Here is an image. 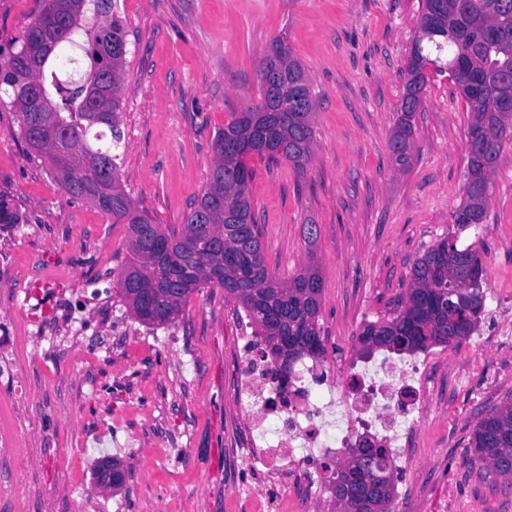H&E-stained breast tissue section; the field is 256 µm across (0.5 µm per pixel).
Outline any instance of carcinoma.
<instances>
[{
	"instance_id": "1",
	"label": "carcinoma",
	"mask_w": 512,
	"mask_h": 512,
	"mask_svg": "<svg viewBox=\"0 0 512 512\" xmlns=\"http://www.w3.org/2000/svg\"><path fill=\"white\" fill-rule=\"evenodd\" d=\"M127 28L119 0H40L18 52L0 62V87L11 94L21 137L44 158L53 180L128 228V257L117 290L136 319L150 326L178 320L188 297L212 284L224 289L259 329L264 351L288 382L292 365L326 353L321 336L323 277L315 257L286 281L265 265L262 233L252 210L251 154L285 160L303 174L314 140L316 100L305 67L278 40L261 61L257 104L218 131L214 162L199 199L179 227H165L125 190L118 148L123 140L122 86ZM448 73L469 106L463 198L453 212L461 228L486 219L488 187L503 147L512 144V0H423L418 35L406 65L401 116L390 140L395 164L409 166L413 117L423 105L425 69ZM483 261L451 238L415 261L411 285L393 317L367 325V351H423L459 345L482 314ZM470 447L497 477L512 479V403L477 423ZM331 472L338 512H389L393 480L388 451L377 460L353 454ZM124 482L123 465L104 459L95 483Z\"/></svg>"
}]
</instances>
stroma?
I'll use <instances>...</instances> for the list:
<instances>
[{
    "mask_svg": "<svg viewBox=\"0 0 512 512\" xmlns=\"http://www.w3.org/2000/svg\"><path fill=\"white\" fill-rule=\"evenodd\" d=\"M38 8L0 0V60ZM120 11L121 174L157 224L183 222L218 130L259 98L272 43L286 40L305 65L318 100L307 172L250 156L249 193L268 269L285 280L309 257L321 267L328 355L361 356L362 327L392 317L415 260L443 238L479 251L484 294L512 293V144L489 184L485 224L466 229L453 213L469 112L450 78L428 75L409 167L390 155L420 0H120ZM0 196L19 217L0 236V327L10 328L16 372L0 374V512H249L233 494L247 443L235 399L241 306L208 286L175 323L136 320L116 290L126 225L65 194L4 105ZM29 289L47 304L30 309ZM429 387L392 512H512V484L484 480L470 448L481 417L512 402V348L449 349ZM106 456L127 477L103 495L94 464Z\"/></svg>",
    "mask_w": 512,
    "mask_h": 512,
    "instance_id": "stroma-1",
    "label": "stroma"
}]
</instances>
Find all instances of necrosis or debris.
<instances>
[{
  "label": "necrosis or debris",
  "mask_w": 512,
  "mask_h": 512,
  "mask_svg": "<svg viewBox=\"0 0 512 512\" xmlns=\"http://www.w3.org/2000/svg\"><path fill=\"white\" fill-rule=\"evenodd\" d=\"M239 340L238 404L249 427L245 455L271 483H286L296 467L320 457L347 462L366 442L387 449L393 464L410 448L430 400L433 349L353 362L333 380L325 376V362L307 357L282 384L271 380V359L260 354L252 324H243Z\"/></svg>",
  "instance_id": "1"
}]
</instances>
